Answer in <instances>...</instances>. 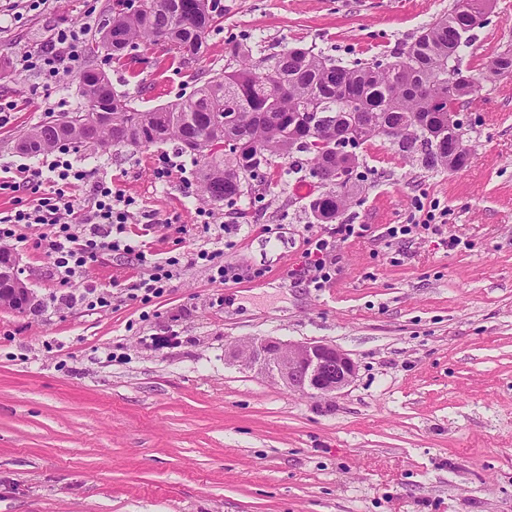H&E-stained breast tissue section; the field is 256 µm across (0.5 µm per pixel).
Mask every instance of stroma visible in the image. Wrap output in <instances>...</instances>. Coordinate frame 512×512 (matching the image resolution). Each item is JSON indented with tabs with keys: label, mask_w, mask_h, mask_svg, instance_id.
<instances>
[{
	"label": "stroma",
	"mask_w": 512,
	"mask_h": 512,
	"mask_svg": "<svg viewBox=\"0 0 512 512\" xmlns=\"http://www.w3.org/2000/svg\"><path fill=\"white\" fill-rule=\"evenodd\" d=\"M452 0H219L201 55L180 62L140 45L123 64L99 57L112 89L146 109L254 58L315 47L368 60L405 47ZM112 0H49L14 13L0 0V169L41 167L17 147L26 129L81 103L80 79L48 87L20 71L61 28L95 41ZM512 52V8L495 0L462 66ZM469 112L473 156L458 173L405 161L383 139L359 156L368 179L345 211L364 231L343 245L336 276L298 279L305 241L320 232L308 179L283 182L276 161L236 205L204 200L201 163L169 141L141 149L72 147L89 181L130 199L127 232L155 260L180 264L164 293L141 302L146 271L120 254L60 283L37 241H10L37 309L0 307V512H512V94L484 85ZM174 161L158 179L161 159ZM448 211L439 234L387 244L418 202ZM224 229L226 281L195 254ZM460 237L451 250L446 239ZM109 304L93 308L88 286ZM259 336L318 340L357 370L332 396L302 395L229 361Z\"/></svg>",
	"instance_id": "obj_1"
}]
</instances>
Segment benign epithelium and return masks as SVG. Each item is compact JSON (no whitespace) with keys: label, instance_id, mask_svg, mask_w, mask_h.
<instances>
[{"label":"benign epithelium","instance_id":"1","mask_svg":"<svg viewBox=\"0 0 512 512\" xmlns=\"http://www.w3.org/2000/svg\"><path fill=\"white\" fill-rule=\"evenodd\" d=\"M3 272L12 276L11 287L0 290L9 297L6 306H32L34 295L18 277L15 265L8 270L0 266V274ZM231 354L244 368L290 390L314 396L340 393L356 374L355 363L347 353L321 341L285 343L273 338H253L245 350L234 348Z\"/></svg>","mask_w":512,"mask_h":512}]
</instances>
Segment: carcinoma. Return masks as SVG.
I'll return each mask as SVG.
<instances>
[{"label": "carcinoma", "mask_w": 512, "mask_h": 512, "mask_svg": "<svg viewBox=\"0 0 512 512\" xmlns=\"http://www.w3.org/2000/svg\"><path fill=\"white\" fill-rule=\"evenodd\" d=\"M141 0L134 12L118 2L100 31L92 54L103 49L118 60L140 42H154L174 58L202 52L214 20L213 0ZM489 0H455L448 15L428 24L406 49L371 61L344 64L310 48H290L256 64L241 41L227 48L238 62L215 73L188 97L139 110L112 91L108 75L88 68L83 103L24 131L20 151L37 155L73 143L102 148H140L176 141L202 159L200 190L208 200L238 203L245 196L241 173L251 178L274 159H290L286 175L322 171L324 192L309 204L320 224L340 220L359 193L365 174L359 157L332 150L336 138L357 145L380 137L403 158L437 171H461L470 148L453 113L461 112L484 83L512 76V53L477 73L463 72L460 59L473 31L483 24ZM354 178L332 182L339 169Z\"/></svg>", "instance_id": "obj_1"}]
</instances>
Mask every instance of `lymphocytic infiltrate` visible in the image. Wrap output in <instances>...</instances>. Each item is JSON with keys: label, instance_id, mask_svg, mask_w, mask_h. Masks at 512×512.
Listing matches in <instances>:
<instances>
[{"label": "lymphocytic infiltrate", "instance_id": "lymphocytic-infiltrate-1", "mask_svg": "<svg viewBox=\"0 0 512 512\" xmlns=\"http://www.w3.org/2000/svg\"><path fill=\"white\" fill-rule=\"evenodd\" d=\"M85 40V29L57 30L41 51L23 54L18 65L24 71L40 72L48 81L60 82L80 72ZM87 177V172L75 166L63 148L44 168L29 171L22 182L0 179L1 191L20 186L36 198L35 205L0 217V241L17 239L21 228L41 224L47 231L40 244L61 281L81 278L102 255L120 251L148 269L147 277L138 284L142 300L162 294L173 276L177 258L163 262L148 258L141 245L125 235L129 200L114 190L111 182L91 183ZM83 187L89 197L85 205L78 203L76 197L77 190ZM361 233L356 225L340 224L333 233L309 238L304 266L310 287L324 288L332 282L338 244L360 237Z\"/></svg>", "mask_w": 512, "mask_h": 512}]
</instances>
